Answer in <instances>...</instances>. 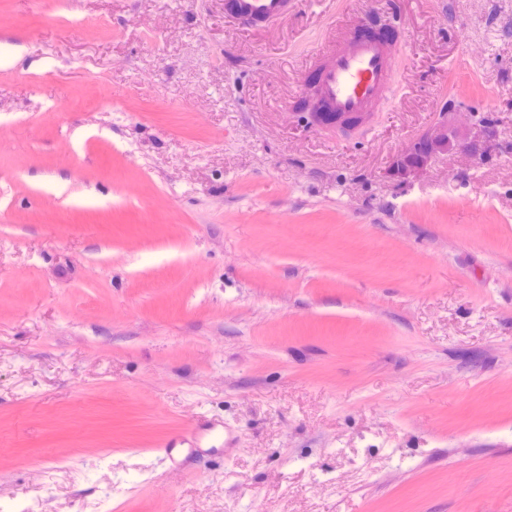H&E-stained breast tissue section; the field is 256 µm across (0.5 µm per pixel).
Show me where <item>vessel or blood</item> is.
Here are the masks:
<instances>
[{"label":"vessel or blood","mask_w":512,"mask_h":512,"mask_svg":"<svg viewBox=\"0 0 512 512\" xmlns=\"http://www.w3.org/2000/svg\"><path fill=\"white\" fill-rule=\"evenodd\" d=\"M225 7L258 23L286 15L288 0H225ZM394 53V42L383 30L363 24L339 29L335 40L321 52L313 80L314 106L329 116H349L382 103L397 84ZM218 430V425L212 424L189 436L170 439L159 453L163 459H173L175 452L197 447Z\"/></svg>","instance_id":"obj_1"}]
</instances>
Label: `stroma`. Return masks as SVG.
Returning a JSON list of instances; mask_svg holds the SVG:
<instances>
[{
  "label": "stroma",
  "mask_w": 512,
  "mask_h": 512,
  "mask_svg": "<svg viewBox=\"0 0 512 512\" xmlns=\"http://www.w3.org/2000/svg\"><path fill=\"white\" fill-rule=\"evenodd\" d=\"M361 21L396 92L295 128ZM0 512H512V0H0ZM288 0H225L228 12L247 14L250 22L257 24L272 17L288 13ZM291 117L298 126L311 127L317 130L330 134H340L344 136H352L360 131H363L372 121L373 115L364 116L359 120L349 121H336L330 122L323 121L319 114L315 112H291ZM490 132L486 125L471 122L461 124L456 112H438L429 123L400 153L390 168V176L400 182L420 177L428 165L439 156H452L459 151L475 152L472 130ZM219 427L223 428V426L219 424H212L207 427L200 428L195 432L192 430L188 433L190 439L187 436L183 438H171L158 448L157 451L162 455L163 459L173 461L175 452L187 450L188 453H191L193 448L197 447L203 438L218 432Z\"/></svg>",
  "instance_id": "35a3bbf8"
}]
</instances>
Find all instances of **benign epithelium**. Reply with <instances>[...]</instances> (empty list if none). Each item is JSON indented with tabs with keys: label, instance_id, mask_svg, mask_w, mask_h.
Returning a JSON list of instances; mask_svg holds the SVG:
<instances>
[{
	"label": "benign epithelium",
	"instance_id": "1",
	"mask_svg": "<svg viewBox=\"0 0 512 512\" xmlns=\"http://www.w3.org/2000/svg\"><path fill=\"white\" fill-rule=\"evenodd\" d=\"M291 117L301 127H311L330 134L352 136L364 130L373 116L359 120L323 121L315 112H293ZM486 132L488 127L477 122L460 123L454 112H439L400 153L390 168V176L400 182L421 176L439 156H452L459 151H474L473 131Z\"/></svg>",
	"mask_w": 512,
	"mask_h": 512
}]
</instances>
